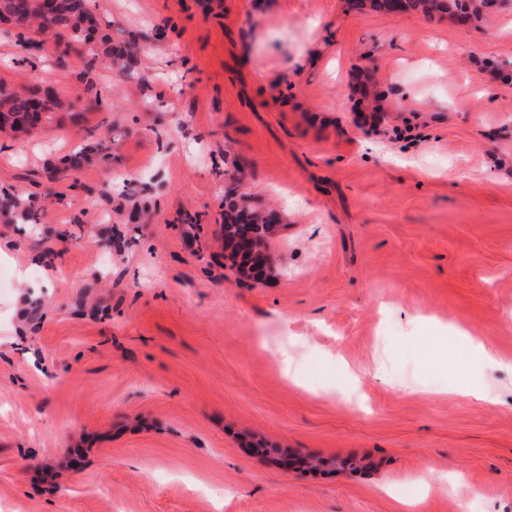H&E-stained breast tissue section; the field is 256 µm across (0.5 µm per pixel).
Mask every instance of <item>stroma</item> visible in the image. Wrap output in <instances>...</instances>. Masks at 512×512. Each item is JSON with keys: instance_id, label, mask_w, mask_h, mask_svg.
Masks as SVG:
<instances>
[{"instance_id": "1", "label": "stroma", "mask_w": 512, "mask_h": 512, "mask_svg": "<svg viewBox=\"0 0 512 512\" xmlns=\"http://www.w3.org/2000/svg\"><path fill=\"white\" fill-rule=\"evenodd\" d=\"M92 7L141 51L80 98L88 46L0 34V82L80 114L0 136V190L50 193L0 223V512H512V0ZM231 186L277 225L259 279L224 258ZM459 332L493 362L434 364ZM405 12L419 10L426 14L433 12L450 18L464 17L479 20L484 11L495 4V0H402Z\"/></svg>"}]
</instances>
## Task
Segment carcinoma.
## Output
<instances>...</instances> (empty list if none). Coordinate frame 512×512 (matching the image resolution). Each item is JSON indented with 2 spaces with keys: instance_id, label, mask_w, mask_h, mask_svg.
Returning <instances> with one entry per match:
<instances>
[{
  "instance_id": "1",
  "label": "carcinoma",
  "mask_w": 512,
  "mask_h": 512,
  "mask_svg": "<svg viewBox=\"0 0 512 512\" xmlns=\"http://www.w3.org/2000/svg\"><path fill=\"white\" fill-rule=\"evenodd\" d=\"M495 0H403L404 11L419 10L426 14L433 12L450 18L464 17L468 20H479L484 11L494 6ZM0 23L6 24L15 31L20 40H29L34 33L51 30L58 43L70 46L73 43L85 44L95 38L100 28L95 14L91 9V0H54L51 10H46L44 0H0ZM100 48L92 52L91 58L85 63V69L76 74V91L89 92L94 87L92 74L98 57H103L122 68L132 65L135 54L133 40L115 41L112 34L100 36ZM69 108L55 93L47 94L44 86L33 88L0 84V133L15 137L28 135L38 128L32 113L37 112L40 118H48V114ZM104 150V144L81 147L69 156V167L77 170L96 152ZM39 210V199L36 194L19 196L10 192L0 193V220L7 224H35ZM252 224L257 230L262 245L274 232L269 218L246 206L229 203L224 212V242H233L240 233L241 225Z\"/></svg>"
}]
</instances>
